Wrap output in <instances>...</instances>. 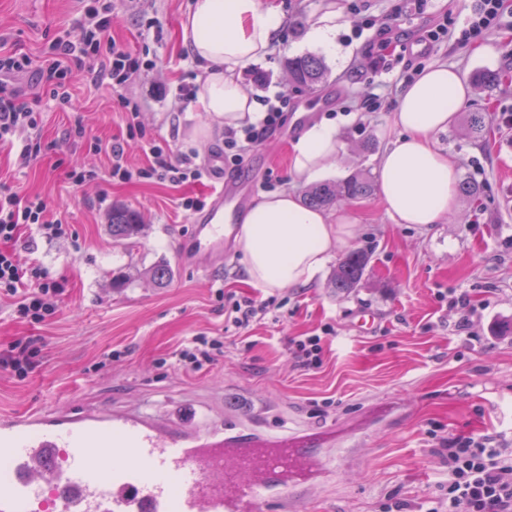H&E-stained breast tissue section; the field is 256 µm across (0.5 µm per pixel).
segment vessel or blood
Wrapping results in <instances>:
<instances>
[{"mask_svg": "<svg viewBox=\"0 0 512 512\" xmlns=\"http://www.w3.org/2000/svg\"><path fill=\"white\" fill-rule=\"evenodd\" d=\"M184 236L180 260L197 268L234 242L239 206L256 182L224 176ZM335 427L269 434L223 420L180 422L134 409L86 407L0 416V512H283L289 489L327 474L319 446Z\"/></svg>", "mask_w": 512, "mask_h": 512, "instance_id": "obj_1", "label": "vessel or blood"}]
</instances>
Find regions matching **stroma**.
<instances>
[{"instance_id":"stroma-1","label":"stroma","mask_w":512,"mask_h":512,"mask_svg":"<svg viewBox=\"0 0 512 512\" xmlns=\"http://www.w3.org/2000/svg\"><path fill=\"white\" fill-rule=\"evenodd\" d=\"M191 0H114L111 35L148 46L147 66L125 94L137 102L144 135L130 138L128 118L109 83L73 74L72 103L44 112L41 152L18 168L14 149L0 145V180L43 198L66 237L29 235L18 248L21 263L37 264L67 288L55 317L33 326L12 315L0 299V348L26 336L44 347L25 379L0 371V414L43 408L147 407L175 414L182 404L201 416L258 406L259 429L298 431L336 424L341 444L326 448L332 473L308 489L288 493L290 512H378L388 497L418 503L436 491L445 466L427 436L491 434L512 439V335L497 332L512 321V0H504L499 26L459 45L457 38L477 0H424L420 13L400 26L385 23L405 0H335L348 21L339 40L342 58L324 59L326 73L312 90L293 89L285 61L326 0H273L283 24L271 53L244 67L241 81L257 102L286 95L289 104L311 106L316 117L340 126L342 177L377 179L376 158L395 132L387 123L399 93L428 65H453L463 79L482 69L501 71L494 90L474 87L468 112L486 113L487 139L466 136L461 122L436 137L460 178L479 184V200L458 197L455 211L430 228L398 224L378 198L350 204L357 218L348 244L336 257L362 250L370 257L358 288L334 293V264L313 283L269 296L275 318L245 330L227 327V299H263L245 284L236 250L215 257L209 272L182 264L179 247L193 214L185 197L206 199L208 179L174 186L153 179H105L111 155L70 138L83 124L104 142L121 143L130 168L146 165V140L172 150H193L198 163L224 147L223 130L194 140L207 115L185 101L200 71L180 39ZM81 0H0V48L39 63L48 39L77 17ZM447 23L448 34L428 39ZM290 142L265 140L252 153L257 194L290 187ZM96 171V180L75 184L71 167ZM137 212L143 230L136 241L112 235L113 207ZM169 264L164 285L151 269ZM466 295L468 308L455 305ZM376 317L371 332L354 325L359 311ZM472 317L473 332L460 323ZM223 336L224 358L188 375L168 359L187 337ZM325 335L323 365L306 370L288 344L298 336Z\"/></svg>"}]
</instances>
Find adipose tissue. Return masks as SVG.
Wrapping results in <instances>:
<instances>
[{"mask_svg": "<svg viewBox=\"0 0 512 512\" xmlns=\"http://www.w3.org/2000/svg\"><path fill=\"white\" fill-rule=\"evenodd\" d=\"M339 17L334 0H329L310 23L307 44L339 55ZM281 26L278 8L268 0H192L181 40L202 72L197 103L210 118L197 129L198 137H209L217 127L237 128L256 120L257 104L238 72L269 54ZM470 96L460 74L439 62L399 94L388 118L398 135L377 158L378 196L395 223L439 224L455 208L458 167L435 138L450 127ZM340 150L335 123L323 120L307 127L292 146L291 188L262 195L248 207L237 241L252 287L271 293L308 285L338 244L351 238L353 221L347 211L332 215L308 208L297 193L298 186L335 169Z\"/></svg>", "mask_w": 512, "mask_h": 512, "instance_id": "1", "label": "adipose tissue"}]
</instances>
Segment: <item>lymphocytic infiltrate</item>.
I'll return each mask as SVG.
<instances>
[{
    "label": "lymphocytic infiltrate",
    "instance_id": "lymphocytic-infiltrate-1",
    "mask_svg": "<svg viewBox=\"0 0 512 512\" xmlns=\"http://www.w3.org/2000/svg\"><path fill=\"white\" fill-rule=\"evenodd\" d=\"M112 7L89 0L71 31L78 39L62 32L49 42L37 81L45 95L25 97L13 85L12 76L24 72L31 64L27 56L0 51V141L23 136L18 154L19 166L25 167L39 155L41 146L34 133L39 128L44 101L58 105L69 103L67 77L72 70L82 71L86 78L98 82L110 80L118 93L124 111L136 112V105L124 96V89L143 67L139 49L111 37ZM286 96H277L263 117L242 128L224 131V163L239 167L247 152L260 145L283 122ZM75 138L91 141L96 151L112 156L110 177L124 180L132 176L156 179L179 186L204 177L196 164L194 152H176L157 145L148 148V164L139 171L129 169L123 160L122 144L103 145L91 139L83 124L72 130ZM38 228L49 240L65 235L60 219L54 218L47 202L0 182V297L12 299L16 319L41 323L59 310L64 294L62 284L40 266L23 267L16 258V244L24 232ZM41 337L28 336L0 350V369L23 379L36 367ZM224 356V339L201 334L185 339L175 352L174 364L187 372H201L216 365ZM447 478L440 482L434 496L420 503V512H512V448L499 437L457 435L442 439Z\"/></svg>",
    "mask_w": 512,
    "mask_h": 512
}]
</instances>
